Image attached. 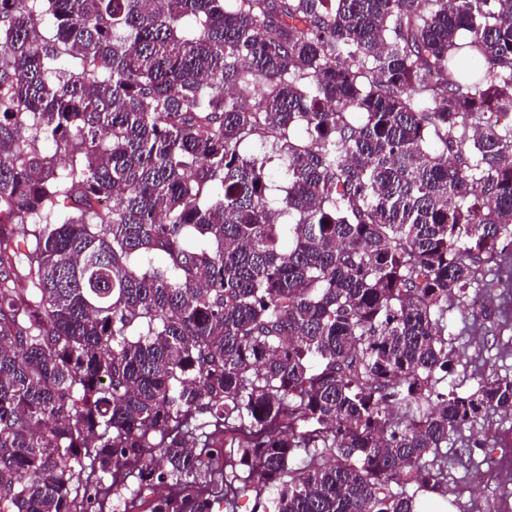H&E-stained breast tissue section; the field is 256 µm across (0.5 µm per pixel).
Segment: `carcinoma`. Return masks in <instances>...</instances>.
<instances>
[{
	"instance_id": "carcinoma-1",
	"label": "carcinoma",
	"mask_w": 512,
	"mask_h": 512,
	"mask_svg": "<svg viewBox=\"0 0 512 512\" xmlns=\"http://www.w3.org/2000/svg\"><path fill=\"white\" fill-rule=\"evenodd\" d=\"M505 244L512 0H0V512H414ZM175 489L166 487H143L138 489L135 481L128 480V486L113 492L108 491L103 501V512H151L154 500Z\"/></svg>"
}]
</instances>
